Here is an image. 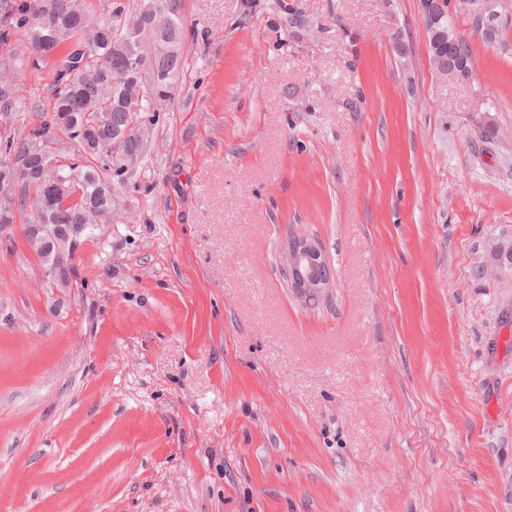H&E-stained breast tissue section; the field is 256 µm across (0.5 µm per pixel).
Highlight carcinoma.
Segmentation results:
<instances>
[{"label":"carcinoma","instance_id":"obj_1","mask_svg":"<svg viewBox=\"0 0 512 512\" xmlns=\"http://www.w3.org/2000/svg\"><path fill=\"white\" fill-rule=\"evenodd\" d=\"M182 0H147L129 11L124 0H112L109 18L102 19L81 8L76 0H0V46L20 42L31 53L12 52L8 70L47 73L50 107L38 122L18 136L0 139V169L20 161H33L52 152L55 144H69L73 154L58 169L61 178L80 191L77 199L56 197L52 183L45 184L41 199L46 223L80 230L83 243L95 236L98 221L112 218L110 187L126 183L128 167L145 153L138 137L144 113L155 111L156 100L173 98L176 83L186 67ZM147 15V34L159 43L154 59L142 71H118L114 51L125 25ZM448 28L450 58H465L471 67L466 42ZM60 33L53 54H40L38 36ZM26 105L15 98L8 79L0 80V112H23ZM130 127L119 145L112 146V128Z\"/></svg>","mask_w":512,"mask_h":512}]
</instances>
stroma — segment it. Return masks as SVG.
I'll return each instance as SVG.
<instances>
[{
	"instance_id": "35a3bbf8",
	"label": "stroma",
	"mask_w": 512,
	"mask_h": 512,
	"mask_svg": "<svg viewBox=\"0 0 512 512\" xmlns=\"http://www.w3.org/2000/svg\"><path fill=\"white\" fill-rule=\"evenodd\" d=\"M183 0L187 66L77 285L0 240V512H512V0ZM334 270L288 287L290 233ZM420 6L426 30L429 34V50L435 73L445 79H448V76L453 78L464 77L462 70L450 65L448 62V53L446 50L449 46L450 58L453 62H455L459 56L465 58L467 78L468 74H470L471 67L469 49L463 39L455 36L449 20L446 22V17L442 19L444 14H446L444 1L420 0ZM442 25L448 28L449 40L453 39L450 45H448V34ZM454 41H456V43H454ZM462 3L472 17L473 29L487 41H492L498 31L500 13L498 0H456Z\"/></svg>"
}]
</instances>
